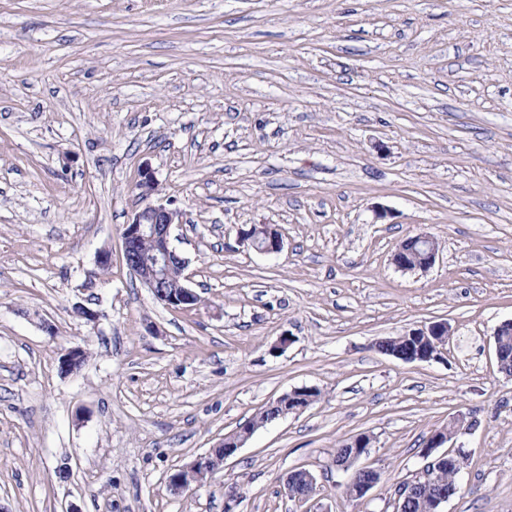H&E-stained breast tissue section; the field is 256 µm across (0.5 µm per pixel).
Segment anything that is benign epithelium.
Segmentation results:
<instances>
[{
    "instance_id": "obj_1",
    "label": "benign epithelium",
    "mask_w": 512,
    "mask_h": 512,
    "mask_svg": "<svg viewBox=\"0 0 512 512\" xmlns=\"http://www.w3.org/2000/svg\"><path fill=\"white\" fill-rule=\"evenodd\" d=\"M140 195L144 198L159 194V183L153 172L144 169L136 184ZM182 215L177 209L163 203L151 204L138 211L126 224L122 235L123 253L126 265L149 288L159 303L169 308L187 309L196 305L197 294L189 287L188 277L184 274L187 261L172 247L170 242L171 228L181 223ZM241 241L263 254H277L284 247L281 231L273 224L252 225L241 232ZM420 248L416 251L398 248L392 259L395 267L402 271H421L430 269L438 256V247L434 238L428 234L413 237ZM407 336L422 339V342L409 346L405 353L408 361H430L447 353L449 326L445 322H435L427 326L408 331ZM292 394L286 393L277 400L267 404L263 412L268 418L250 426L245 424L235 432L224 436L222 442L209 452L196 457L189 465L176 469L168 476L169 490L175 494L185 492L191 486H200L211 475L224 466L225 461L235 455L253 432L279 419L275 409L282 405L283 400H291ZM465 425V417L460 415L450 421V427L435 434L426 444L425 457L429 462L425 470L410 480L400 484L394 493L393 512H400L403 504L415 498L424 500L428 512H445L448 495L437 489V481L426 471H434L438 465L446 461L455 465L457 472H462L467 461L466 454L461 450L445 451L441 454L434 450L448 443L457 433L469 431Z\"/></svg>"
}]
</instances>
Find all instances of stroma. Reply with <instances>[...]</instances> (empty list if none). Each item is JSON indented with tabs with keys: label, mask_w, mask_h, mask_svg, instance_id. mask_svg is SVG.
I'll use <instances>...</instances> for the list:
<instances>
[{
	"label": "stroma",
	"mask_w": 512,
	"mask_h": 512,
	"mask_svg": "<svg viewBox=\"0 0 512 512\" xmlns=\"http://www.w3.org/2000/svg\"><path fill=\"white\" fill-rule=\"evenodd\" d=\"M146 168L182 213L185 310L125 263ZM254 224L279 227L282 252L242 242ZM419 233L435 265L395 269ZM510 320L512 0H0L5 512H225L228 482L234 512H304L284 492L298 468L323 512H393L461 413L478 425L446 512H512L493 338ZM440 321L444 359L376 348ZM302 387L319 400L169 490ZM360 434L381 480L352 498L335 454ZM301 390L312 391L313 389L302 388L282 395L277 400L267 404L263 408V416L264 413H267L268 415L266 421L263 419L253 426L245 424L239 427L235 432L224 436L222 442L212 448L209 452L196 457L189 465L175 469L168 476L169 490L175 494H179L189 490L193 485L200 486L205 483L214 471L220 467H224L225 461L235 455L238 448H241L246 443L258 427H264V425L281 418L282 414H274L275 409L282 405L284 399H286L284 403L287 404L294 393Z\"/></svg>",
	"instance_id": "35a3bbf8"
}]
</instances>
